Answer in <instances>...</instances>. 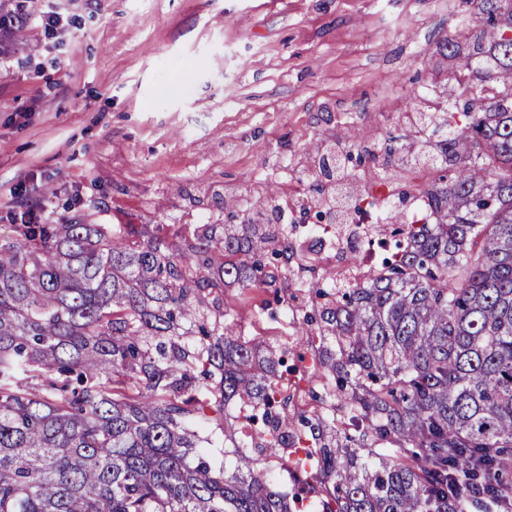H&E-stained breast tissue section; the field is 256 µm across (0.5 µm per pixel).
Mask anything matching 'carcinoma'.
Returning a JSON list of instances; mask_svg holds the SVG:
<instances>
[{"label":"carcinoma","instance_id":"carcinoma-1","mask_svg":"<svg viewBox=\"0 0 512 512\" xmlns=\"http://www.w3.org/2000/svg\"><path fill=\"white\" fill-rule=\"evenodd\" d=\"M436 46L481 71L386 150L391 184L421 166L431 219L394 209L382 266L330 278L303 322L318 403H295L287 351L263 356L221 295L321 269L286 224L0 227V512H509L512 509V0H462ZM0 0V42L20 36ZM339 159L312 157L319 193ZM224 249L214 265L213 250ZM247 423L215 471L192 421ZM301 474L290 494L265 461Z\"/></svg>","mask_w":512,"mask_h":512}]
</instances>
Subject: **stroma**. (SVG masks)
<instances>
[{"label": "stroma", "mask_w": 512, "mask_h": 512, "mask_svg": "<svg viewBox=\"0 0 512 512\" xmlns=\"http://www.w3.org/2000/svg\"><path fill=\"white\" fill-rule=\"evenodd\" d=\"M459 0H60L71 38L53 52L27 21L0 64V203L36 188L57 223L220 224L270 181L307 195L305 150L389 138L454 86L429 63L459 29ZM30 119H23V111ZM224 295L242 336L313 358L258 303Z\"/></svg>", "instance_id": "1"}]
</instances>
